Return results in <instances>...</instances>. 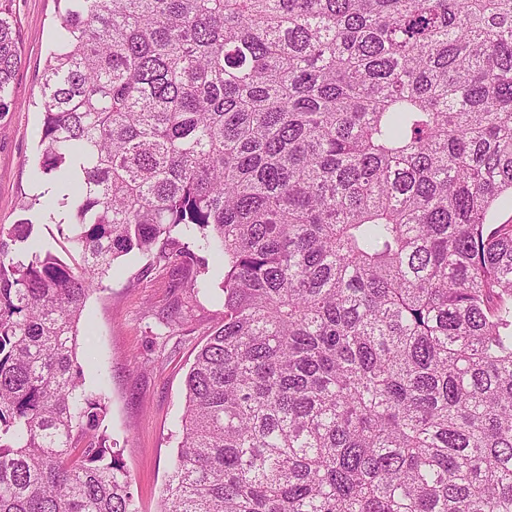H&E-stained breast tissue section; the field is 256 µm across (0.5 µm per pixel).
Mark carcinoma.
<instances>
[{"instance_id":"1","label":"carcinoma","mask_w":512,"mask_h":512,"mask_svg":"<svg viewBox=\"0 0 512 512\" xmlns=\"http://www.w3.org/2000/svg\"><path fill=\"white\" fill-rule=\"evenodd\" d=\"M64 2L24 209L70 262L0 227V512H137L78 324L200 251L160 512H512V0Z\"/></svg>"}]
</instances>
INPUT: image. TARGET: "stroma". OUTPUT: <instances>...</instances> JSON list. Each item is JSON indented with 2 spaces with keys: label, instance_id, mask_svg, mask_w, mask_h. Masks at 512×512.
Here are the masks:
<instances>
[{
  "label": "stroma",
  "instance_id": "obj_1",
  "mask_svg": "<svg viewBox=\"0 0 512 512\" xmlns=\"http://www.w3.org/2000/svg\"><path fill=\"white\" fill-rule=\"evenodd\" d=\"M58 0H13L24 63L15 104L0 119V225L19 223L34 192L41 138L39 81L54 38ZM87 300L77 356L86 391L103 393L101 424L131 478L139 512H158L182 436L184 381L198 348L223 312L224 268L209 266L208 289L184 273L129 254Z\"/></svg>",
  "mask_w": 512,
  "mask_h": 512
}]
</instances>
